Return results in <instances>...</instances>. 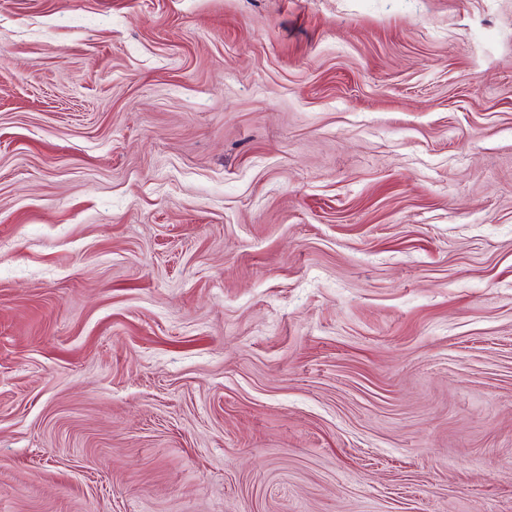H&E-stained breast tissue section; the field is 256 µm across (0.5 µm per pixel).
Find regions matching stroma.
Listing matches in <instances>:
<instances>
[{
  "label": "stroma",
  "mask_w": 512,
  "mask_h": 512,
  "mask_svg": "<svg viewBox=\"0 0 512 512\" xmlns=\"http://www.w3.org/2000/svg\"><path fill=\"white\" fill-rule=\"evenodd\" d=\"M0 512H512V0H0Z\"/></svg>",
  "instance_id": "35a3bbf8"
}]
</instances>
